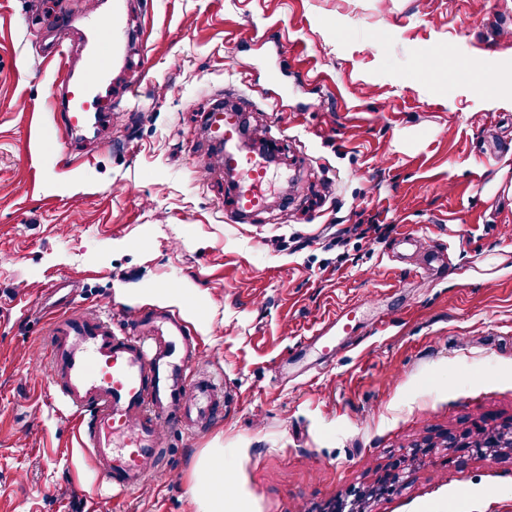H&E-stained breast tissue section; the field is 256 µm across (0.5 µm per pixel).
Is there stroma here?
I'll list each match as a JSON object with an SVG mask.
<instances>
[{
	"mask_svg": "<svg viewBox=\"0 0 512 512\" xmlns=\"http://www.w3.org/2000/svg\"><path fill=\"white\" fill-rule=\"evenodd\" d=\"M86 2L0 0V512H198L213 448L241 493L226 512H334L406 450L512 432V195L480 190L512 173V0ZM114 15L117 42L97 24ZM87 40L114 48L86 148L57 140L44 54L80 78ZM228 92L299 155L241 223L205 134ZM60 286L119 331L179 313L224 387L126 495L49 383ZM371 512H512V449L436 454Z\"/></svg>",
	"mask_w": 512,
	"mask_h": 512,
	"instance_id": "obj_1",
	"label": "stroma"
}]
</instances>
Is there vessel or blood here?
<instances>
[{
  "label": "vessel or blood",
  "mask_w": 512,
  "mask_h": 512,
  "mask_svg": "<svg viewBox=\"0 0 512 512\" xmlns=\"http://www.w3.org/2000/svg\"><path fill=\"white\" fill-rule=\"evenodd\" d=\"M106 43L85 58L87 77L66 90L69 112L59 126L68 140L96 80L104 74ZM241 128L235 113L224 115V165L239 174L236 215L266 200L269 168L263 160L243 158ZM47 336L49 378L65 405L73 410L80 446L105 484L120 494L138 489L169 430L203 432L224 407V389L197 374L200 350L182 319L149 312L130 332L119 334L110 318L72 307L60 298Z\"/></svg>",
  "instance_id": "obj_1"
}]
</instances>
